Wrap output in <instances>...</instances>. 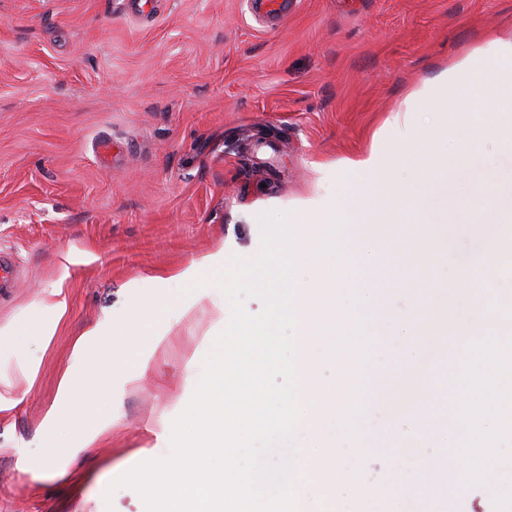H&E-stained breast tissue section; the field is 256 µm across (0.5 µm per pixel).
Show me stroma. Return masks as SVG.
Returning a JSON list of instances; mask_svg holds the SVG:
<instances>
[{
  "label": "stroma",
  "mask_w": 512,
  "mask_h": 512,
  "mask_svg": "<svg viewBox=\"0 0 512 512\" xmlns=\"http://www.w3.org/2000/svg\"><path fill=\"white\" fill-rule=\"evenodd\" d=\"M491 38L512 41V0H295L281 22L249 0H156L146 18L132 0H0V250L21 270L0 294V323L59 282L70 301L49 347L29 348L42 359L33 389L0 417V512H97L16 468L19 453L39 451L36 433L84 328L120 308L130 285L149 296L155 278L227 240L255 255L261 214L345 196L358 175L343 160L391 139L392 111ZM455 107L454 89L433 94L414 115L416 141L453 142L445 115ZM104 137L122 146L108 164L95 151ZM442 163L449 193L474 214L512 183L510 151L451 150ZM481 248L459 226L429 270L443 300ZM209 329L204 308L179 317L162 374L127 389L111 441L75 468L145 458ZM352 462L362 480L338 512H371L406 466Z\"/></svg>",
  "instance_id": "obj_1"
}]
</instances>
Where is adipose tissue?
<instances>
[{
	"label": "adipose tissue",
	"instance_id": "obj_1",
	"mask_svg": "<svg viewBox=\"0 0 512 512\" xmlns=\"http://www.w3.org/2000/svg\"><path fill=\"white\" fill-rule=\"evenodd\" d=\"M483 72L488 75L486 90L471 100L469 109L486 113L487 119L478 125L460 122L459 151L468 154L488 147L512 150V123L502 120L503 114L512 112V43L491 40L448 67L434 82L425 83L404 107L396 109L395 141L351 164L359 183L350 205H334L318 197L288 212L289 219L299 225L298 261L315 268L309 279L299 282V294L291 302L298 322L296 338L301 344L298 400L303 409L295 429L300 446L296 471H314L320 452L331 444L330 426L337 421V392L319 377L323 342L315 335L318 325L346 320V310L333 308L336 296L347 295L352 285H359L369 296L366 307L378 324L414 319L428 310L424 304L395 307L390 286L396 283L414 292L408 267L431 266L447 252L463 202L457 198L439 201L429 194L416 197L409 209H396L382 173L388 161L399 157L397 142L411 130L416 100L430 95L438 84L467 90ZM385 224H423L427 230L409 243L383 237L381 227ZM183 305V293L169 288L167 279L160 278L148 298H132L118 314L104 312L75 338L70 364L44 414L43 451L19 454L20 472L38 484L70 480L75 492L89 499L99 495L100 471L75 475L71 464L111 438L112 417L99 411V403L121 405L127 386L156 368V353L174 326L171 313ZM68 315V294L59 286L49 289L36 311L0 323V381L18 378L26 387H33L41 362L27 357L26 352L34 343L49 346ZM473 479L471 469L458 466L444 471L416 458L402 484L387 491L382 512H436L441 496L452 498L464 493Z\"/></svg>",
	"mask_w": 512,
	"mask_h": 512
}]
</instances>
